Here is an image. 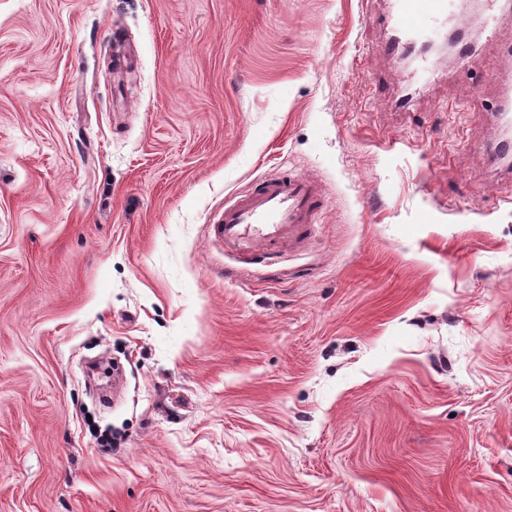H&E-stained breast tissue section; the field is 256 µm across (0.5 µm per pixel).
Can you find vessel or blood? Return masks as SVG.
<instances>
[{"label": "vessel or blood", "instance_id": "1", "mask_svg": "<svg viewBox=\"0 0 512 512\" xmlns=\"http://www.w3.org/2000/svg\"><path fill=\"white\" fill-rule=\"evenodd\" d=\"M385 17L392 39L380 54L397 59L416 53L431 39L432 24L447 22L453 0H390ZM323 207L317 183L303 175L285 173L262 180L226 205L212 226L224 244V256L246 263L251 256L289 248L302 249L311 238Z\"/></svg>", "mask_w": 512, "mask_h": 512}]
</instances>
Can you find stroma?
Here are the masks:
<instances>
[{
    "label": "stroma",
    "mask_w": 512,
    "mask_h": 512,
    "mask_svg": "<svg viewBox=\"0 0 512 512\" xmlns=\"http://www.w3.org/2000/svg\"><path fill=\"white\" fill-rule=\"evenodd\" d=\"M386 9L0 0V512H512V14L422 93ZM282 170L315 234L225 269ZM510 119L512 121L511 112H502V120L504 122L505 133L498 141L486 149V156L488 160L494 165H500L504 163H508L510 165L507 158L512 157V134L510 137L506 132V123Z\"/></svg>",
    "instance_id": "35a3bbf8"
}]
</instances>
